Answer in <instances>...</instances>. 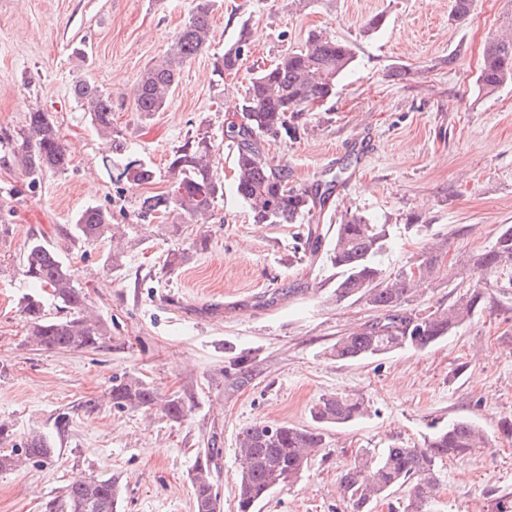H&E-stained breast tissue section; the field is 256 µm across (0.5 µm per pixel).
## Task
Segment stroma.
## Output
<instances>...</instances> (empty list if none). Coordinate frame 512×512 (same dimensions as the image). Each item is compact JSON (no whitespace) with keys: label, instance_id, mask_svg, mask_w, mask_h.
<instances>
[{"label":"stroma","instance_id":"35a3bbf8","mask_svg":"<svg viewBox=\"0 0 512 512\" xmlns=\"http://www.w3.org/2000/svg\"><path fill=\"white\" fill-rule=\"evenodd\" d=\"M454 0H217L209 47L187 61L164 110L137 112L134 89L162 60L192 0H0V421L17 438L49 437L52 461L0 472V512H44L76 476L111 474L119 512H194L189 473L213 452L211 472L224 512H237L235 448L256 422L311 427L308 408L323 395L359 397L367 414L325 429L326 446L293 486L275 490L256 512H347L338 478L357 453L422 445L456 419L479 425L486 447L448 460L431 512H487L512 494V271L488 276L487 308L448 339L422 350L344 363L329 351L349 329L376 317L362 301L336 302V269L311 252L307 224H257L233 191L234 152L224 140L233 115L224 94L243 91L241 76L215 82L217 57L246 36L244 67L271 65L310 31L352 45L355 61L336 95L304 116L297 140L264 144L267 161L287 165L308 187L345 167L320 215L332 237L346 212L362 211L392 227L380 263L395 275L416 266L431 242L445 265L490 248L512 225V83L480 92L485 48L512 25V0H473L452 18ZM383 15L377 33L365 21ZM404 76H396L397 68ZM88 81L112 99V128L126 146L109 152L73 90ZM50 112L70 155L68 170L36 186L12 161L7 143L32 106ZM208 133L224 182L208 223L170 216L142 221L138 201L170 190L167 160L186 138ZM369 151L348 162L355 143ZM155 172L151 184L119 180L127 160ZM101 206L122 225L120 248L74 237L78 212ZM68 262L86 305L107 330L100 348L36 349L20 309L31 288L20 272L30 240ZM179 250L183 263L168 270ZM469 279L440 273L419 285L408 306L447 307ZM249 352L245 373L229 352ZM137 376L161 399L185 402L187 419L162 408H114L113 378ZM97 400L94 411L82 409ZM68 413L58 431L55 418Z\"/></svg>","mask_w":512,"mask_h":512}]
</instances>
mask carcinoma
Listing matches in <instances>:
<instances>
[{"mask_svg": "<svg viewBox=\"0 0 512 512\" xmlns=\"http://www.w3.org/2000/svg\"><path fill=\"white\" fill-rule=\"evenodd\" d=\"M215 0H195L194 7L178 33L171 54L146 69L135 88L138 111L159 112L166 106L177 84L183 63L202 52L211 42V18ZM246 47L241 37L225 48L214 64L218 80L237 74ZM355 53L350 44L311 32L301 45L281 55L274 64L247 72L244 95L236 118L227 122L224 138L235 148L233 192L246 205L257 224H300L324 209L340 175L317 186L301 188L291 184L286 165H270L262 142L286 137L297 139L300 119L313 103L335 95L339 80L350 69ZM512 82V34L503 33L485 50L476 84L492 93ZM74 95L91 123L102 135L112 137V101L91 82L79 83ZM14 164L33 185L47 172H63L70 159L53 116L31 109L26 125L10 144ZM214 146L207 136H191L173 151L168 173L171 192L145 195L139 200L144 218L176 212L196 222L211 215L215 203L224 197V182L214 170ZM119 178L140 186L151 182L153 169L134 159L128 161ZM119 225L112 213L89 206L75 217V238L94 244L116 239ZM390 241V225L377 224L367 214L349 213L336 225L327 255L338 270L336 302L363 300L379 316L336 340L330 356L338 361H359L382 357L400 350H424L448 338L457 328L483 309L490 294L481 286L487 276L512 268V225L501 227L492 247L470 254L465 266L478 276L446 308L423 312L407 308L415 277L405 270L384 277L380 257ZM444 246L426 248L418 264L420 280L433 284L440 271ZM22 275L36 289H50L58 316H49L40 296L30 294L22 303L28 323L27 341L39 350L81 351L97 348L105 330L100 320L86 309L85 297L70 266L48 243L34 239L27 245ZM112 406L121 410H149L159 403V393L133 377L114 379L109 390ZM165 414L175 420L187 415L179 398L163 404ZM368 411L363 400L342 395H324L309 409L318 426L343 425L362 418ZM14 431L0 421V472L18 469L23 461L35 464L51 460V442L40 434L25 438L24 446L13 445ZM488 444L484 431L474 423L458 419L433 432L421 446L363 451L340 474L338 491L351 512H372L378 499L396 491L405 495L401 512H430L440 485L441 467L450 459ZM324 447V434L287 423L251 424L241 429L235 453L240 470L237 478V512H254L273 491L294 484L308 470L312 458ZM211 454L196 460L190 474L195 512H223L214 491ZM120 490L112 476L78 477L64 493L46 505V512H118Z\"/></svg>", "mask_w": 512, "mask_h": 512, "instance_id": "obj_1", "label": "carcinoma"}]
</instances>
